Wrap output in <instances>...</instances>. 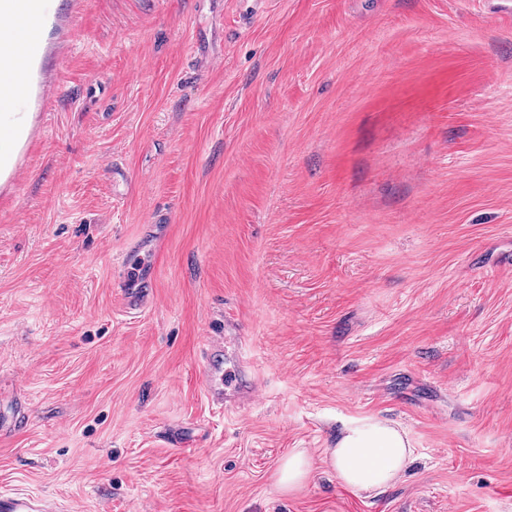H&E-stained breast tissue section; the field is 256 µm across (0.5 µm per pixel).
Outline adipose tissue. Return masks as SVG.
<instances>
[{"label":"adipose tissue","mask_w":512,"mask_h":512,"mask_svg":"<svg viewBox=\"0 0 512 512\" xmlns=\"http://www.w3.org/2000/svg\"><path fill=\"white\" fill-rule=\"evenodd\" d=\"M55 0H0V172L15 162L29 131L27 62L41 52ZM406 432L388 421L357 420L328 449L338 481L359 492L393 485L412 460Z\"/></svg>","instance_id":"ef3b65f1"}]
</instances>
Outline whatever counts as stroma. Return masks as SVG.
<instances>
[{
  "mask_svg": "<svg viewBox=\"0 0 512 512\" xmlns=\"http://www.w3.org/2000/svg\"><path fill=\"white\" fill-rule=\"evenodd\" d=\"M36 75L0 185V492L512 512V0H59ZM132 241L159 260L128 313ZM365 417L413 448L378 493L325 461ZM143 247L140 244L128 245L122 253V266L124 268V281H123V304L126 310H135L144 307L147 302L149 286H141L136 284L132 279H129V271L136 258L142 260V265H147L149 262L154 266V255L148 252V259H144L140 254ZM311 463L308 456L302 450L293 452L279 466L277 481L279 485L288 491L301 487L309 478Z\"/></svg>",
  "mask_w": 512,
  "mask_h": 512,
  "instance_id": "obj_1",
  "label": "stroma"
}]
</instances>
